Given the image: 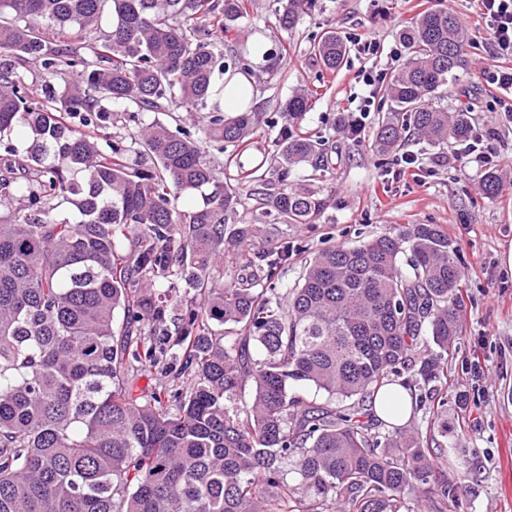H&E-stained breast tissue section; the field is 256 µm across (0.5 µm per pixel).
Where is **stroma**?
<instances>
[{"label":"stroma","mask_w":512,"mask_h":512,"mask_svg":"<svg viewBox=\"0 0 512 512\" xmlns=\"http://www.w3.org/2000/svg\"><path fill=\"white\" fill-rule=\"evenodd\" d=\"M442 2L458 15L472 43L460 82L433 104L451 112L471 105L475 129L495 132L497 158L489 168L457 143L434 147L413 138L388 157L370 148L388 102L381 92L370 91L363 77L394 74L407 58L401 30ZM274 10V0H251L246 23L226 31L215 48L230 56L249 36H272ZM330 27L349 47L346 64L334 73L320 71L309 59L311 40ZM364 34L380 41L383 52H361L357 38ZM485 36L486 22L475 0H317L297 28L282 35L277 76L257 80L254 92L258 106L274 112L297 88L316 91L303 127L333 148L332 174L322 184L330 202L317 223L269 225L267 236L251 246H287L281 281L290 288L298 283L305 260L329 245H354L405 224H437L456 241L463 271V334L448 354V366L463 383L467 401L462 408L448 406L452 431L442 441L443 463L459 485V512H512V272L501 264L503 250L512 245V121L503 112L500 91L480 76ZM339 112L359 119L358 140L333 130ZM276 136V129H258L239 151L238 167L225 169L224 181L235 183L239 166L271 160ZM489 169L503 181L492 201L480 194Z\"/></svg>","instance_id":"obj_1"}]
</instances>
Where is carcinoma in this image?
<instances>
[{
	"label": "carcinoma",
	"mask_w": 512,
	"mask_h": 512,
	"mask_svg": "<svg viewBox=\"0 0 512 512\" xmlns=\"http://www.w3.org/2000/svg\"><path fill=\"white\" fill-rule=\"evenodd\" d=\"M248 0H0V138L24 127L25 159L0 153V198L25 205L0 216V512H432L459 507V487L438 464L448 436L432 402L448 403V351L461 336V258L437 224L315 254L274 302L288 253L235 254L259 287L213 273L262 224H314L328 198L288 181L291 168L331 167L325 141L301 132L307 91L273 114L224 111L215 74L254 75L250 57L224 61L203 38L248 17ZM289 32L312 0H276ZM109 32L86 44L50 41L35 21L78 37L104 14ZM409 57L383 94L390 100L371 144L386 155L413 132L465 142L470 109L433 107L460 81L468 36L447 6L402 29ZM347 51L335 31L310 46L320 70ZM43 68L41 97L23 70ZM63 82V89L57 83ZM206 111L193 133L143 124L147 112ZM135 125L107 136V122ZM279 127L276 180L258 165L242 175L258 214L238 224L241 187L224 182L200 141L243 144ZM107 149H102L100 141ZM500 191L493 172L485 198ZM197 195L202 203L179 207ZM76 209L78 220L62 215ZM198 300L178 317L172 293ZM146 326L153 329L142 335ZM176 370L139 402L127 394L149 369ZM409 418L381 429L364 398L386 393ZM250 398H242L245 388ZM326 395L306 402L297 388ZM297 474L291 480L288 475Z\"/></svg>",
	"instance_id": "carcinoma-1"
}]
</instances>
